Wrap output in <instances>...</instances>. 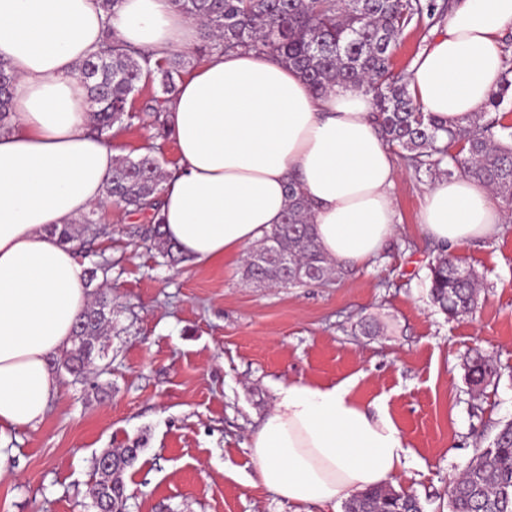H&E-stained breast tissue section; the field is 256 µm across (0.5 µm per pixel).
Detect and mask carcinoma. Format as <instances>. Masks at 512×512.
Listing matches in <instances>:
<instances>
[{
    "instance_id": "1",
    "label": "carcinoma",
    "mask_w": 512,
    "mask_h": 512,
    "mask_svg": "<svg viewBox=\"0 0 512 512\" xmlns=\"http://www.w3.org/2000/svg\"><path fill=\"white\" fill-rule=\"evenodd\" d=\"M182 13L200 22L205 54L217 45L224 50L249 49L275 54L299 70L311 87L324 91L338 84L363 85L372 95L374 112L386 143L415 172L465 175L487 184L512 205V125L501 117L512 111V67L504 69L500 90L476 114L471 126L456 132L423 112L408 90V74L395 67V50L404 32L422 24L432 27L451 8L450 0H175ZM153 55L112 37L97 56L83 61L79 73L94 106L90 126L104 135L117 123L134 118L133 97L146 82L158 84L145 110L153 114L157 136L168 137L163 111L175 92L184 62L173 53ZM15 76L0 59V130L12 112ZM136 158L119 157L107 187L109 202L136 210H156L165 172L155 146L143 147ZM284 221L249 252L243 275L255 282L283 287L323 285L335 274L312 233L310 205L295 184H288ZM162 256L183 259L177 246L163 239L161 224L151 228ZM431 295L448 317L466 316L478 304V277L461 261L440 256L430 267ZM112 329V292L98 288L94 300L77 320L65 349L53 365L84 381L88 368L103 357ZM499 376L496 361L479 352L466 361L469 385L486 389ZM111 466L93 465L91 489L98 512H125L124 476L141 449H107ZM449 512H512V421L503 425L491 446L478 450L460 473L448 501ZM345 512H422L412 494L384 487L358 493Z\"/></svg>"
}]
</instances>
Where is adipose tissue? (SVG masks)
I'll return each mask as SVG.
<instances>
[{"label": "adipose tissue", "instance_id": "1", "mask_svg": "<svg viewBox=\"0 0 512 512\" xmlns=\"http://www.w3.org/2000/svg\"><path fill=\"white\" fill-rule=\"evenodd\" d=\"M510 28L512 0H458L409 70L415 102L469 127L500 89ZM113 34L160 59L192 50L200 25L173 0H119L109 11L98 0H0V58L16 77L0 131V443L43 420L58 390L48 359L90 300L76 248L51 229L108 201L117 153L88 131L78 66ZM164 118L178 161L151 219L192 262L243 256L282 223L292 181L335 266L371 261L396 232L399 170L364 90L318 95L277 56L215 49L180 80ZM502 220L491 189L465 176L437 179L419 215L446 249L493 237ZM250 450L262 486L324 512L394 481L410 454L390 416L358 405L350 385L300 379L276 387Z\"/></svg>", "mask_w": 512, "mask_h": 512}]
</instances>
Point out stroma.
<instances>
[{"label": "stroma", "mask_w": 512, "mask_h": 512, "mask_svg": "<svg viewBox=\"0 0 512 512\" xmlns=\"http://www.w3.org/2000/svg\"><path fill=\"white\" fill-rule=\"evenodd\" d=\"M150 142L173 168L175 140L156 137L148 113L119 126L115 147ZM433 182L403 169L399 231L374 262L295 288L248 281L238 261L164 264L147 212L105 206L108 232L85 263L112 262L108 353L87 382L59 375L44 419L7 442L0 512H93L95 457L135 446L127 512H320L260 485L249 450L277 384L293 379L353 380V398L386 411L411 449L395 489L448 512L452 477L512 421V223L457 251L482 288L472 315L448 319L431 300L438 252L419 224ZM475 351L500 370L480 396L465 379Z\"/></svg>", "instance_id": "stroma-1"}]
</instances>
